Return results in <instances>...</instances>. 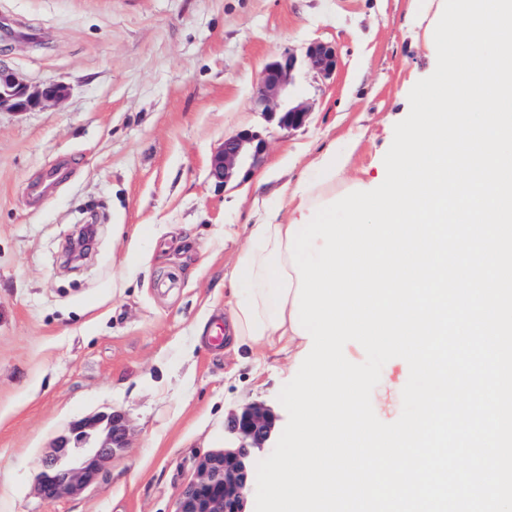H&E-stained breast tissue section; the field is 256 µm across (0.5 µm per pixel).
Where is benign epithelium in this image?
Masks as SVG:
<instances>
[{"mask_svg": "<svg viewBox=\"0 0 512 512\" xmlns=\"http://www.w3.org/2000/svg\"><path fill=\"white\" fill-rule=\"evenodd\" d=\"M336 46L317 42L301 55L292 50L281 52L268 63L254 92V104L276 120L285 131L304 126L309 117L306 106L291 103L288 88L303 66L322 76L335 72ZM68 87L49 81L32 86L8 67L0 64V111L24 113L43 109L62 101ZM267 149V140L259 131L244 129L224 138L213 154L210 177L226 184L241 171L251 173ZM93 225H82L68 239L73 259L70 267L91 254L89 244ZM279 416L262 403H249L231 413L225 432L235 444L201 457L193 480L180 487L176 512H248V495L253 484L254 454L270 447ZM98 423L87 422L73 429L74 446L62 440L41 462L36 492L45 500H56L76 493L90 484L127 447L128 426L125 416L114 411L106 417L102 434L92 436Z\"/></svg>", "mask_w": 512, "mask_h": 512, "instance_id": "obj_1", "label": "benign epithelium"}]
</instances>
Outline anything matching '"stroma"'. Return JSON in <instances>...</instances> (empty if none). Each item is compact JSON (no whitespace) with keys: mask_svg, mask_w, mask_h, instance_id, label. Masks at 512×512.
Returning a JSON list of instances; mask_svg holds the SVG:
<instances>
[{"mask_svg":"<svg viewBox=\"0 0 512 512\" xmlns=\"http://www.w3.org/2000/svg\"><path fill=\"white\" fill-rule=\"evenodd\" d=\"M0 21V64L69 89L0 112V512H175L231 409L285 412L286 360L211 341L255 202L279 206L349 136L376 176L436 63L409 0H0ZM314 42L335 45L336 71L297 75L310 115L282 131L253 103L259 76ZM242 129L267 151L217 183L210 159ZM78 224L97 245L73 270L61 248ZM115 411L127 448L78 495L39 498L45 453Z\"/></svg>","mask_w":512,"mask_h":512,"instance_id":"1","label":"stroma"}]
</instances>
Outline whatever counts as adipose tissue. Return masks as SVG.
<instances>
[{
  "instance_id": "1",
  "label": "adipose tissue",
  "mask_w": 512,
  "mask_h": 512,
  "mask_svg": "<svg viewBox=\"0 0 512 512\" xmlns=\"http://www.w3.org/2000/svg\"><path fill=\"white\" fill-rule=\"evenodd\" d=\"M357 147L351 139L317 157L308 176L281 187L285 208L264 210L250 225L248 244L229 275L233 347L273 349L292 359L306 347L291 319L298 278L287 250V230L313 205L335 196L337 184L347 180Z\"/></svg>"
}]
</instances>
